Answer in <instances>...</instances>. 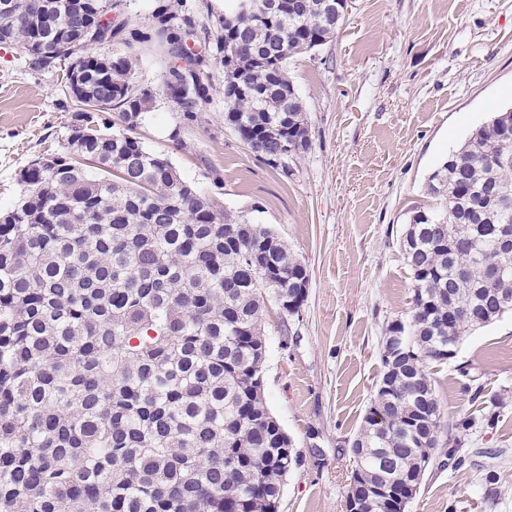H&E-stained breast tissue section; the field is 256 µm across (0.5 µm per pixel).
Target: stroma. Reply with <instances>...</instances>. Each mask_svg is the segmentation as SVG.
<instances>
[{
	"label": "stroma",
	"instance_id": "1",
	"mask_svg": "<svg viewBox=\"0 0 512 512\" xmlns=\"http://www.w3.org/2000/svg\"><path fill=\"white\" fill-rule=\"evenodd\" d=\"M310 149L273 167L224 124V73L185 148L178 114L157 99L141 134L181 176L210 189L224 174L227 212L261 219L309 273L300 315L265 317V398L302 462L279 512H345L358 432L379 378L384 331L409 316L411 275L401 248L410 212L431 205L425 181L501 107L512 105V0H352L336 35L293 58ZM73 121L56 72L25 68L0 43V210L17 199L21 169L60 145ZM505 398L497 426L463 436L464 466H433L407 512H512V314L467 336L455 360L430 371L446 419L475 413L458 367ZM322 448L313 457V448ZM505 448L488 461L474 448ZM494 464L498 482L486 484Z\"/></svg>",
	"mask_w": 512,
	"mask_h": 512
}]
</instances>
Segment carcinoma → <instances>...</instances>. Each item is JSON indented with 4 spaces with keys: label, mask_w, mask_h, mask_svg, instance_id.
Returning <instances> with one entry per match:
<instances>
[{
    "label": "carcinoma",
    "mask_w": 512,
    "mask_h": 512,
    "mask_svg": "<svg viewBox=\"0 0 512 512\" xmlns=\"http://www.w3.org/2000/svg\"><path fill=\"white\" fill-rule=\"evenodd\" d=\"M9 2L0 43L31 71L63 70L75 110L66 143L21 170L19 201L0 213V512H265L299 453L260 388L262 324L270 303L292 315L280 296L307 270L271 228L224 211L221 170L205 195L137 128L159 97L199 124L215 65L224 121L253 154L306 152L288 61L340 29L336 0L231 2L212 29L195 0H168L149 29L123 23V51L106 54L83 34L113 27L114 0ZM147 43L168 58L154 85L135 77ZM426 192L439 206L413 212L403 236L410 318L386 328L349 446V482L376 489L374 512H391L392 469L420 483L441 446L463 465L462 436L504 407L473 383L479 414L450 421L437 406L428 419L416 390L435 392L429 365L512 312V109Z\"/></svg>",
    "instance_id": "1"
}]
</instances>
